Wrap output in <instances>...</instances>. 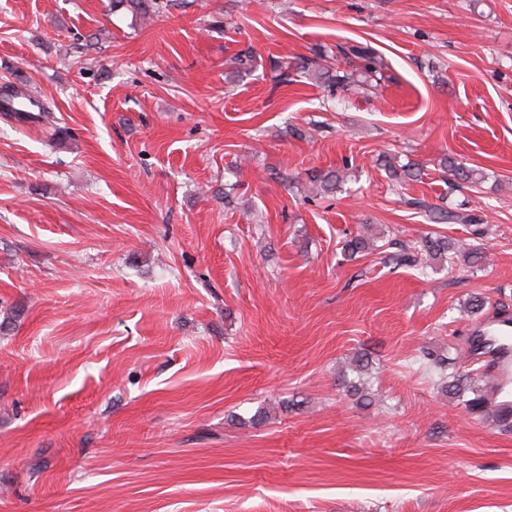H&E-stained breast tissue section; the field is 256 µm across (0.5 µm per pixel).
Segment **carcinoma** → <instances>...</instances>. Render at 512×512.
Masks as SVG:
<instances>
[{
	"instance_id": "obj_1",
	"label": "carcinoma",
	"mask_w": 512,
	"mask_h": 512,
	"mask_svg": "<svg viewBox=\"0 0 512 512\" xmlns=\"http://www.w3.org/2000/svg\"><path fill=\"white\" fill-rule=\"evenodd\" d=\"M122 5L137 10L144 16H151L162 8L160 0H115ZM280 70L279 78L283 83L288 82L289 71H299L315 82L321 84L330 95H340L344 98H359L370 90H376L381 84L393 80L386 74L385 64L377 51L368 44L361 42L339 43L336 51L328 54L317 52L312 58L295 60L293 62H276ZM12 86L0 88V111L11 112L23 123L46 124L54 119L53 113L46 108L38 112H23L20 105L29 99L26 93L9 95ZM443 165L448 174L457 182L473 187L484 183L487 173L479 168H468L459 165L451 156L444 158ZM383 167L395 186L417 178L420 170L413 164L396 166L394 157L383 160ZM347 173L341 169L328 172H318L311 175L310 182L316 186L318 193L329 195L344 183ZM430 219L436 224H474L478 217L474 214L436 207L430 212ZM374 247V240L367 233L357 234L345 241L344 256L351 260L360 253H365ZM390 250L379 252V264L384 268L398 270L411 268L420 272L445 262L458 261L470 267H478L484 259L483 253L474 245L451 240L445 236H433L429 233L409 241L392 240L388 243ZM369 359L363 353H355L342 371V385L348 394L356 397L365 406L375 402V394L365 383V375L369 374ZM440 391L450 400L464 404L465 410L478 418L489 414V407L480 383L484 377L471 370L465 374L455 373L440 377Z\"/></svg>"
}]
</instances>
